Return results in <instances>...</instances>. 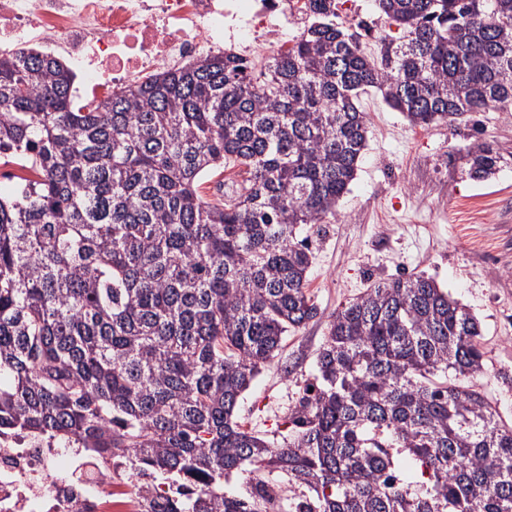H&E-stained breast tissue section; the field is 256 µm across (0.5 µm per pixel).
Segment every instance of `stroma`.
<instances>
[{
    "label": "stroma",
    "instance_id": "1",
    "mask_svg": "<svg viewBox=\"0 0 512 512\" xmlns=\"http://www.w3.org/2000/svg\"><path fill=\"white\" fill-rule=\"evenodd\" d=\"M369 121L357 176L314 237L308 290L319 314L285 336L280 354L243 394V428L271 442L291 432L288 416L316 369L332 314L374 283L408 274L434 278L481 324L487 372L481 391L512 422V163L491 179H470L461 164L475 139L512 156V112H477L459 124L420 128L377 89L362 94ZM487 202L486 251L473 249L465 204Z\"/></svg>",
    "mask_w": 512,
    "mask_h": 512
}]
</instances>
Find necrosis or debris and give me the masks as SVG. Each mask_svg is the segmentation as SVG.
<instances>
[{"instance_id":"4bbe7bcc","label":"necrosis or debris","mask_w":512,"mask_h":512,"mask_svg":"<svg viewBox=\"0 0 512 512\" xmlns=\"http://www.w3.org/2000/svg\"><path fill=\"white\" fill-rule=\"evenodd\" d=\"M308 0H0V51L37 45L107 102L160 69L233 48L249 61L288 49ZM0 512H151L142 494L113 492L112 461L51 441L0 435Z\"/></svg>"}]
</instances>
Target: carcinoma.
Listing matches in <instances>:
<instances>
[{
  "label": "carcinoma",
  "mask_w": 512,
  "mask_h": 512,
  "mask_svg": "<svg viewBox=\"0 0 512 512\" xmlns=\"http://www.w3.org/2000/svg\"><path fill=\"white\" fill-rule=\"evenodd\" d=\"M400 35L309 0L288 54L233 52L80 104L36 48L0 56V433L124 458L157 512H512V424L481 392V329L424 275L336 309L288 440L237 421L284 336L318 315L311 235L354 180L376 88L421 128L512 107V0H377ZM505 158L476 140L475 180ZM238 169L207 200L208 172Z\"/></svg>",
  "instance_id": "1"
}]
</instances>
